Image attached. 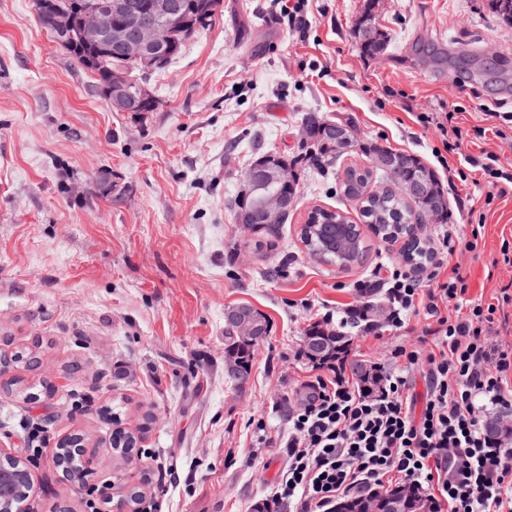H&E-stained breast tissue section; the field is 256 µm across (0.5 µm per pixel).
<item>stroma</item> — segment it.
Segmentation results:
<instances>
[{"mask_svg":"<svg viewBox=\"0 0 512 512\" xmlns=\"http://www.w3.org/2000/svg\"><path fill=\"white\" fill-rule=\"evenodd\" d=\"M367 0H313L306 36L272 0H222L211 21L164 69L145 74L150 112H116L95 75L38 23L33 0H0V353L42 339L27 379L55 391L38 405L0 389V448L30 473L31 512H89L85 487L115 512L129 484H144L164 512H253L287 460L259 444L288 435V403L302 397L310 325L357 303V281L405 265L401 243L366 234L359 264L317 262L300 230L311 208L360 215L335 174L306 171L271 251L249 248L232 201L258 156H300L304 113L348 125L355 144L338 168L368 164L383 145L437 168L443 149L425 112L449 106L465 128L512 136V22L491 0H379L385 52L364 53L356 22ZM443 182L452 230L481 236L459 260L467 299L512 291V268L493 266L512 243V191L486 201L468 182ZM248 305L271 331L241 383L224 378V314ZM424 321L367 335L351 331L353 358L396 371L395 347L419 344ZM80 369L64 373L69 362ZM122 376H114V368ZM121 407L118 421L100 406ZM50 442L89 437L91 472L72 484L38 456L31 424ZM141 433L140 455L110 448L116 427Z\"/></svg>","mask_w":512,"mask_h":512,"instance_id":"obj_1","label":"stroma"}]
</instances>
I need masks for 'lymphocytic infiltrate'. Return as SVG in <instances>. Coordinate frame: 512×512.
Listing matches in <instances>:
<instances>
[{
	"mask_svg": "<svg viewBox=\"0 0 512 512\" xmlns=\"http://www.w3.org/2000/svg\"><path fill=\"white\" fill-rule=\"evenodd\" d=\"M454 251L444 233L426 265L358 284L363 295L385 291L384 324L353 306L324 315L340 332L354 323L399 331L419 315L425 326L419 348L393 351L400 372H380L375 387L335 364H313L308 395L288 412L287 470L267 512L288 503L295 512H331L338 499L399 488L423 492L434 512H512V434L485 431L490 414L512 418V342L493 340L512 294L498 305L467 302L465 277L441 275ZM418 367L427 384L420 409L408 380Z\"/></svg>",
	"mask_w": 512,
	"mask_h": 512,
	"instance_id": "lymphocytic-infiltrate-1",
	"label": "lymphocytic infiltrate"
}]
</instances>
